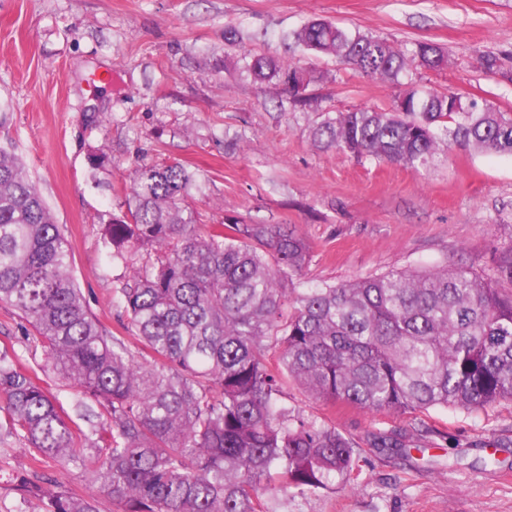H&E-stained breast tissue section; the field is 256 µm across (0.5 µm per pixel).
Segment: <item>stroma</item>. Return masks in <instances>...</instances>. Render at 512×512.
Wrapping results in <instances>:
<instances>
[{"label":"stroma","instance_id":"obj_1","mask_svg":"<svg viewBox=\"0 0 512 512\" xmlns=\"http://www.w3.org/2000/svg\"><path fill=\"white\" fill-rule=\"evenodd\" d=\"M311 18L397 46L434 42L448 65L414 71L415 84L512 112V83L483 66L490 55L512 72V0H0V104L10 114L0 147L22 160L63 225L86 305L130 349L140 343L113 302L127 273L101 244L100 218L118 212L144 160L179 161L198 173L189 203L199 223L294 228L311 247L295 277L301 285L448 264L512 288L494 268L495 256L512 249V157L455 148L420 174L359 161L314 145L310 127L327 110L390 106V84L322 57L316 64L331 79L302 112L278 106L275 88L242 72V54L285 56L283 35ZM230 27L237 42L227 38ZM93 154L105 159L95 172ZM4 346L82 428L108 423L105 409L44 371L35 332L0 304ZM283 401L336 426L361 454L354 489L292 490L274 512H512L510 401L429 410L421 437L407 417L332 406L293 382ZM400 429L414 446L410 456L371 448L374 437ZM32 470L94 497L98 512L121 510L81 466L32 465L20 442L4 438L0 512H38L13 481Z\"/></svg>","mask_w":512,"mask_h":512}]
</instances>
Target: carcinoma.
<instances>
[{"mask_svg": "<svg viewBox=\"0 0 512 512\" xmlns=\"http://www.w3.org/2000/svg\"><path fill=\"white\" fill-rule=\"evenodd\" d=\"M289 56L247 53L243 69L295 108L327 74L296 55L333 57L395 88L390 108L326 112L314 143L414 172L459 147L512 156V113L402 79L440 70L434 43L396 47L313 20L288 34ZM198 174L143 162L103 227L102 244L128 270L115 291L142 352L104 334L71 275L63 227L19 158L0 149V303L35 328L45 367L111 423L85 431L0 349V434L34 457L94 469L122 512H270L269 503L354 482L360 452L336 427L282 402L293 380L310 397L401 416L512 401V290L464 267L388 271L297 288L310 260L297 233L271 224H199L186 206ZM23 500L42 512H97L94 498L30 475Z\"/></svg>", "mask_w": 512, "mask_h": 512, "instance_id": "carcinoma-1", "label": "carcinoma"}]
</instances>
